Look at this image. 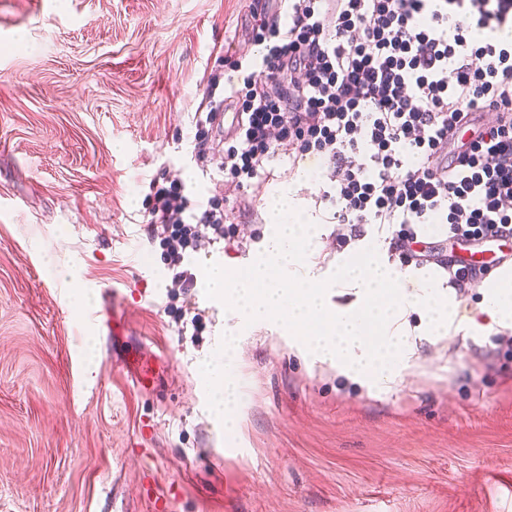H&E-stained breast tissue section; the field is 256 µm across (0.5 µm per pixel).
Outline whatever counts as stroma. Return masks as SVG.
<instances>
[{
  "label": "stroma",
  "instance_id": "35a3bbf8",
  "mask_svg": "<svg viewBox=\"0 0 512 512\" xmlns=\"http://www.w3.org/2000/svg\"><path fill=\"white\" fill-rule=\"evenodd\" d=\"M280 0H0V512H512V329L424 336L390 391L315 362L278 322L245 323L202 283L173 287L143 222L154 178L228 212L190 256L241 268L287 195L323 276L389 224L332 221L321 157L282 156L244 189L195 157L227 52ZM347 234L337 246V234ZM232 345H225V334ZM231 351L239 426L210 411ZM149 362L155 381L134 380Z\"/></svg>",
  "mask_w": 512,
  "mask_h": 512
}]
</instances>
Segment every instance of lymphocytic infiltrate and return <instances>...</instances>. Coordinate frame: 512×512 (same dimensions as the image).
Instances as JSON below:
<instances>
[{
    "label": "lymphocytic infiltrate",
    "mask_w": 512,
    "mask_h": 512,
    "mask_svg": "<svg viewBox=\"0 0 512 512\" xmlns=\"http://www.w3.org/2000/svg\"><path fill=\"white\" fill-rule=\"evenodd\" d=\"M284 18L257 20L253 57L228 78L210 75L211 107L196 121L198 161L225 97L240 108L224 150L236 187L280 151L324 159L340 224H393L401 263L426 262L415 227L443 224L452 243L512 238V43L474 31L512 23V0H283ZM494 123L474 129L475 115ZM470 138L457 155L448 143ZM146 224L166 250L179 287L193 286L187 250L223 239L227 216L149 183Z\"/></svg>",
    "instance_id": "lymphocytic-infiltrate-1"
}]
</instances>
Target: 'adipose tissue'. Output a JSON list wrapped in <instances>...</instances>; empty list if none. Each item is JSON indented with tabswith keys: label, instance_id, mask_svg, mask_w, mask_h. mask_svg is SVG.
Here are the masks:
<instances>
[{
	"label": "adipose tissue",
	"instance_id": "ef3b65f1",
	"mask_svg": "<svg viewBox=\"0 0 512 512\" xmlns=\"http://www.w3.org/2000/svg\"><path fill=\"white\" fill-rule=\"evenodd\" d=\"M270 221L277 234L246 270L233 273L220 262L205 269L203 283L209 295L230 303L239 318L282 322L315 359L335 363L341 373L379 390L391 389L408 366L413 348L405 323L410 313L425 318L431 336L460 331L487 336L497 328H512L511 264L485 277L480 301L466 309L455 296L441 295L428 283L411 280L381 261L378 244L345 257L333 278H317L309 267L318 236L315 225L304 223L283 199L271 205ZM335 288L355 290L356 303L332 306L328 295ZM204 386L225 433L235 434L237 382L223 360L209 364Z\"/></svg>",
	"mask_w": 512,
	"mask_h": 512
}]
</instances>
